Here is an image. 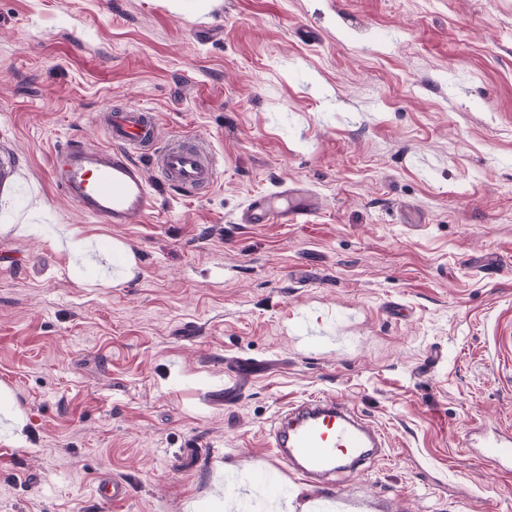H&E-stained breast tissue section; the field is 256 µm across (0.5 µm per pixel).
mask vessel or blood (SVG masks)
<instances>
[{
    "mask_svg": "<svg viewBox=\"0 0 512 512\" xmlns=\"http://www.w3.org/2000/svg\"><path fill=\"white\" fill-rule=\"evenodd\" d=\"M104 147L72 143L54 153L51 174L58 188L90 216L106 224H132L156 202L159 187L188 197L212 189L221 163L200 139L160 143L156 115L128 105L101 116ZM308 192L285 188L248 199L242 224L301 223L313 215ZM276 462L285 464L307 486L321 488L339 473L353 474L378 456L386 437L354 408L329 396L288 404L267 434ZM490 465L512 471V429L477 440Z\"/></svg>",
    "mask_w": 512,
    "mask_h": 512,
    "instance_id": "obj_1",
    "label": "vessel or blood"
}]
</instances>
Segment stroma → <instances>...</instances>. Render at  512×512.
Masks as SVG:
<instances>
[{
	"instance_id": "1",
	"label": "stroma",
	"mask_w": 512,
	"mask_h": 512,
	"mask_svg": "<svg viewBox=\"0 0 512 512\" xmlns=\"http://www.w3.org/2000/svg\"><path fill=\"white\" fill-rule=\"evenodd\" d=\"M113 104L217 186L82 214L51 158ZM0 169V512H231L322 394L390 440L337 512H512L465 445L512 424V0H0ZM294 183L307 223H238ZM93 243L139 275L87 277ZM97 494L112 503H120L128 497V486L125 482L117 479H103L98 487Z\"/></svg>"
}]
</instances>
